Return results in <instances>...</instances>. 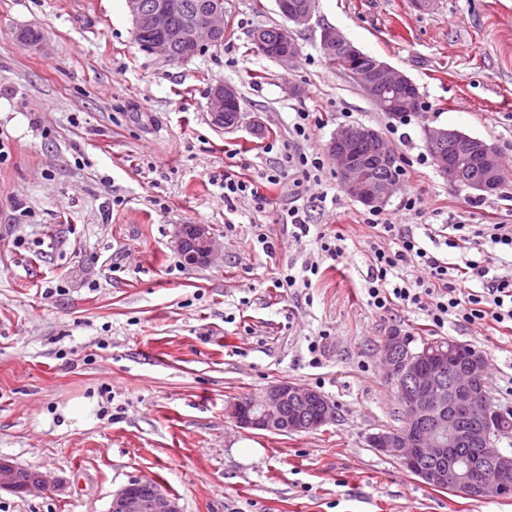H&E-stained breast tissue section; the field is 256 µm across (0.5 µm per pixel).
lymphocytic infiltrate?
<instances>
[{"mask_svg": "<svg viewBox=\"0 0 512 512\" xmlns=\"http://www.w3.org/2000/svg\"><path fill=\"white\" fill-rule=\"evenodd\" d=\"M323 168L319 155L288 153L279 166L263 173L260 181L225 174L224 202L230 205L248 196L256 204H264L258 182L276 185L293 171L302 178L315 179ZM368 225L376 231L369 245L371 264L365 288L372 309L384 312L398 303L411 304L423 307L431 325L438 329L455 323L482 327L491 322L512 331V266L499 274L491 273L480 259L455 266L428 252L412 231L400 225L377 217L369 219ZM387 238L395 240V247H383ZM411 267L420 268L421 276L408 277L406 271Z\"/></svg>", "mask_w": 512, "mask_h": 512, "instance_id": "1", "label": "lymphocytic infiltrate"}]
</instances>
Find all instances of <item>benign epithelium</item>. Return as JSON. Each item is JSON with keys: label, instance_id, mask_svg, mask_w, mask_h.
I'll return each mask as SVG.
<instances>
[{"label": "benign epithelium", "instance_id": "1", "mask_svg": "<svg viewBox=\"0 0 512 512\" xmlns=\"http://www.w3.org/2000/svg\"><path fill=\"white\" fill-rule=\"evenodd\" d=\"M278 10L287 20L279 29L278 45L272 58L282 65L294 64L300 47L292 27L308 24L313 13L312 0L293 3L276 0ZM133 28L143 23L158 38L147 50L158 59L177 63L192 58L199 49L215 46L224 39V6L213 0L191 13L176 35L181 48L175 49L169 37L170 4L168 0H126ZM321 47L328 57L342 55L359 58L362 52L338 29L327 26L321 32ZM342 74L371 101L374 107L392 120L402 118L400 110H410L415 98L407 93L414 82L404 72L376 61L369 67L349 69ZM235 87L217 84L208 103L213 125L233 130L239 122L230 109L239 105ZM380 139V132L370 126H340L327 145L336 165V175L343 191L368 208L385 205L400 188L399 178L378 180L361 155V146ZM426 144L433 151L437 170L458 189L467 188L479 196L497 192L505 179L497 147L484 139L457 129L429 127ZM469 156L476 162V176L464 181L460 159ZM180 225L175 236L185 261L190 266L206 267L217 257L216 238L207 224H195L191 235ZM458 343L438 342L430 349L410 346L408 337L393 330L385 336L380 352L385 373L397 384L399 403L409 414L408 425L373 433L369 443L377 452L395 458L405 469L418 473L422 482L440 489L449 488L472 498L491 499L512 491V452L499 447L503 439L512 438L504 429L505 412L494 406L487 386V354L470 349L466 362L454 357ZM295 405L315 407L307 418L286 416ZM241 428L273 433L312 432L336 418L334 404L321 392L296 383L282 382L271 386L260 399L246 397L235 401L227 410ZM470 422L466 442L477 452L466 459L455 458L450 449L460 441L459 418ZM48 488L46 477L37 469L23 468L0 458V491L16 495ZM109 512H181L177 499L157 486L148 496L139 492L133 481L112 497Z\"/></svg>", "mask_w": 512, "mask_h": 512}]
</instances>
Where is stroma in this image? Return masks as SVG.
I'll return each instance as SVG.
<instances>
[{"label": "stroma", "instance_id": "35a3bbf8", "mask_svg": "<svg viewBox=\"0 0 512 512\" xmlns=\"http://www.w3.org/2000/svg\"><path fill=\"white\" fill-rule=\"evenodd\" d=\"M281 21L275 0H224L223 44L169 64L135 43L125 0H0V457L51 484L1 491L0 512H108L135 479L156 481L182 512H512V496L428 486L370 447L403 420L379 355L390 330L416 347L450 338L485 351L491 399L508 410L512 338L491 323L438 330L413 305L374 312L368 210L325 156L338 126L379 130L403 168L383 220L449 263L475 257L467 242L449 247L451 224H512V0L426 11L315 0L287 69L251 41ZM326 26L405 72L421 110L402 124L378 112L328 65ZM29 29L39 45L20 40ZM220 83L240 96L232 131L209 121ZM299 112L318 118L301 137ZM257 121L265 137L251 134ZM430 127L494 143L507 171L498 194L449 188L427 159ZM289 152L324 155L319 180L289 176L264 207L225 206V173L256 180ZM409 196L418 212L404 210ZM296 201L317 232H343V258L319 257L314 235L281 223ZM180 224L210 225L221 258L186 265ZM314 259L308 285L277 287ZM281 382L324 393L335 421L278 434L228 416Z\"/></svg>", "mask_w": 512, "mask_h": 512}]
</instances>
